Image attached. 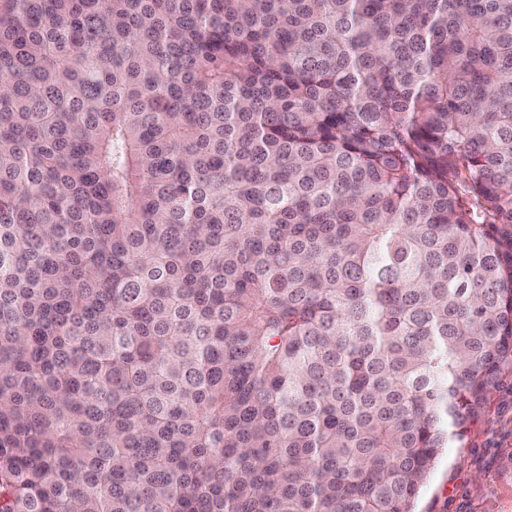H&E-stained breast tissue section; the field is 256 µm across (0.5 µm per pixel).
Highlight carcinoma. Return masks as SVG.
I'll use <instances>...</instances> for the list:
<instances>
[{
  "mask_svg": "<svg viewBox=\"0 0 512 512\" xmlns=\"http://www.w3.org/2000/svg\"><path fill=\"white\" fill-rule=\"evenodd\" d=\"M512 365V0H0V512H413Z\"/></svg>",
  "mask_w": 512,
  "mask_h": 512,
  "instance_id": "carcinoma-1",
  "label": "carcinoma"
}]
</instances>
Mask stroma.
I'll list each match as a JSON object with an SVG mask.
<instances>
[{"instance_id":"stroma-1","label":"stroma","mask_w":512,"mask_h":512,"mask_svg":"<svg viewBox=\"0 0 512 512\" xmlns=\"http://www.w3.org/2000/svg\"><path fill=\"white\" fill-rule=\"evenodd\" d=\"M416 512H512V368L485 413L451 439L421 490Z\"/></svg>"}]
</instances>
